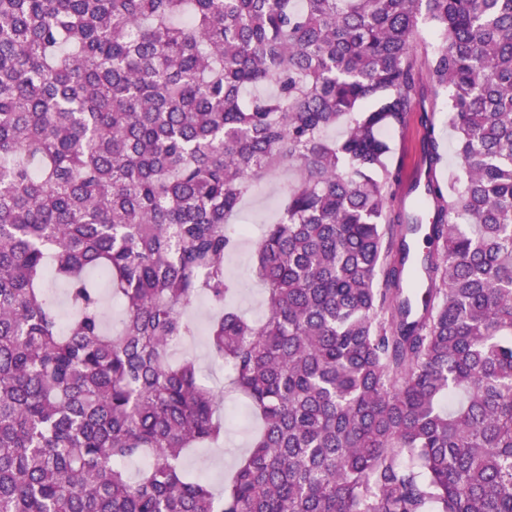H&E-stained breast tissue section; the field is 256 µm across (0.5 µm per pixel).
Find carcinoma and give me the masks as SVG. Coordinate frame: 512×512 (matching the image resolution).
<instances>
[{"label":"carcinoma","instance_id":"1","mask_svg":"<svg viewBox=\"0 0 512 512\" xmlns=\"http://www.w3.org/2000/svg\"><path fill=\"white\" fill-rule=\"evenodd\" d=\"M420 57L458 169L408 204ZM283 169L252 324L229 224ZM201 298L260 420L219 495ZM0 512H512V0H0ZM421 107L415 104L404 129L396 136L394 160L401 167H411L422 159L421 143L425 129L421 124ZM206 315L207 309L203 302L199 303L194 309L189 311L191 318L199 326V334L193 344L184 348L185 351H179L177 356L187 355L192 358L210 387H227L229 384V369L222 362L215 361L209 353L206 340V327L199 318L200 314ZM198 316V317H197Z\"/></svg>","mask_w":512,"mask_h":512}]
</instances>
